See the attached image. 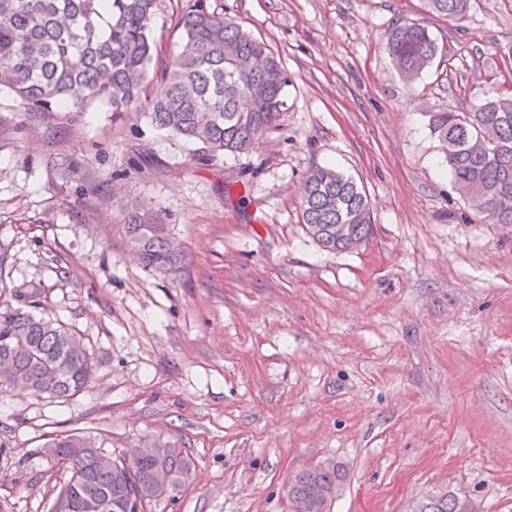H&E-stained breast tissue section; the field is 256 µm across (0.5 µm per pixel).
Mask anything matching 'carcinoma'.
Masks as SVG:
<instances>
[{"label":"carcinoma","instance_id":"1","mask_svg":"<svg viewBox=\"0 0 512 512\" xmlns=\"http://www.w3.org/2000/svg\"><path fill=\"white\" fill-rule=\"evenodd\" d=\"M429 9L455 21L467 17L470 0H426ZM156 0H0V90L12 92L28 112H51L71 105L107 101L114 112L136 104L150 124L202 145V161L252 147L282 112L288 73L267 48L233 20L209 11L203 0L178 20L181 51L156 69L151 24ZM399 74L415 81L430 68L439 46L428 29L406 23L387 37ZM153 76L163 87L144 96ZM497 130L494 145L474 148L478 131ZM430 129L458 188H474L472 207L493 224L512 226V101L492 96L460 116L437 112ZM302 221L325 248L347 250L373 233L367 196L352 178L332 168L314 170L304 184ZM128 244L145 267L160 273L182 259L169 225L158 211L131 207L123 217ZM347 225L336 237L335 225ZM9 295L21 303L4 302ZM40 292L0 288V367L7 381L37 397L68 400L91 383L93 353L74 329L50 315L38 316ZM53 463L64 471L55 500L81 512L88 498L99 512H150L185 486L192 462L178 448H160L132 464L130 449L117 457L81 435L53 440ZM343 470L313 467L288 486L291 512H305L309 499L336 491ZM479 505L466 495L445 492L428 498L420 512H467Z\"/></svg>","mask_w":512,"mask_h":512}]
</instances>
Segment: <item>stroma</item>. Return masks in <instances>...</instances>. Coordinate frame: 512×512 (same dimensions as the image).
Wrapping results in <instances>:
<instances>
[{
    "instance_id": "obj_1",
    "label": "stroma",
    "mask_w": 512,
    "mask_h": 512,
    "mask_svg": "<svg viewBox=\"0 0 512 512\" xmlns=\"http://www.w3.org/2000/svg\"><path fill=\"white\" fill-rule=\"evenodd\" d=\"M196 0H157L155 58ZM263 40L290 81L276 127L213 164L122 115L24 111L0 91V281L39 289L96 359L68 401L0 388V502L50 512L41 449L83 434L120 454L167 445L191 478L153 512H289L294 476L333 461L330 512H412L455 491L512 512V227L456 190L429 127L512 85V0L465 21L425 0H206ZM425 25L440 52L415 82L387 50ZM362 185L372 238L323 248L301 218L310 172ZM161 212L184 252L145 269L121 203Z\"/></svg>"
}]
</instances>
